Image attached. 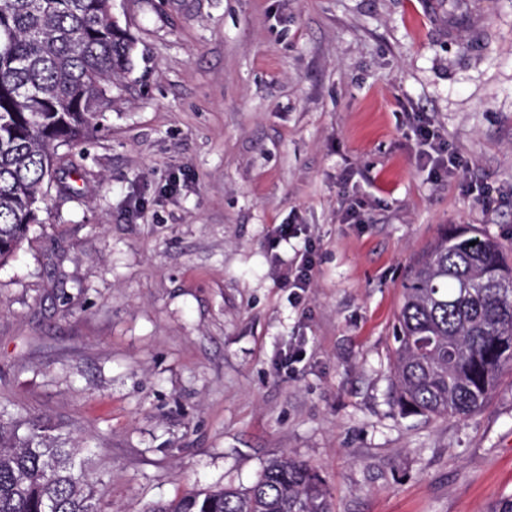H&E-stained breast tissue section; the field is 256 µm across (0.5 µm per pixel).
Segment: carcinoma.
I'll return each mask as SVG.
<instances>
[{"label": "carcinoma", "instance_id": "obj_1", "mask_svg": "<svg viewBox=\"0 0 512 512\" xmlns=\"http://www.w3.org/2000/svg\"><path fill=\"white\" fill-rule=\"evenodd\" d=\"M108 0H0V264L40 223L46 190L134 66ZM475 245H470V242ZM401 411L467 418L512 369V261L469 224L441 229L411 270L393 328ZM84 442L0 407V512H101ZM147 512H331L318 472L283 454L243 489H192Z\"/></svg>", "mask_w": 512, "mask_h": 512}]
</instances>
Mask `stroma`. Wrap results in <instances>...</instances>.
<instances>
[{
    "instance_id": "1",
    "label": "stroma",
    "mask_w": 512,
    "mask_h": 512,
    "mask_svg": "<svg viewBox=\"0 0 512 512\" xmlns=\"http://www.w3.org/2000/svg\"><path fill=\"white\" fill-rule=\"evenodd\" d=\"M472 2L115 0L134 69L0 266V401L87 442L102 512L284 453L332 512L512 498V371L465 419L401 414L390 380L439 228L512 248V0ZM418 112L463 173L417 165ZM314 269V252L308 249L298 252L295 257L294 265L284 279V288H292L294 295H297V290L303 292L305 288H309L310 286Z\"/></svg>"
}]
</instances>
